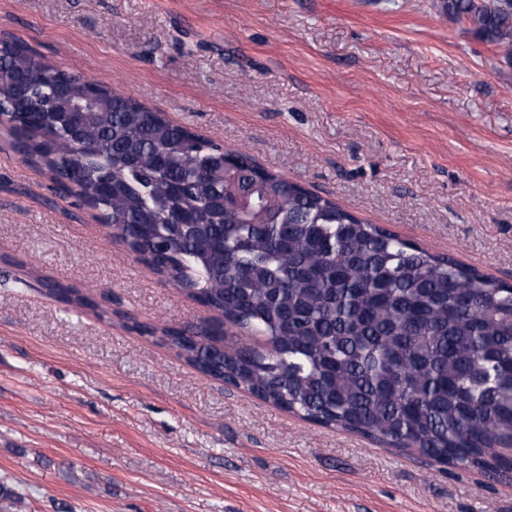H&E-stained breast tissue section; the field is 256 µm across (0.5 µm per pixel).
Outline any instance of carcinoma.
<instances>
[{
	"mask_svg": "<svg viewBox=\"0 0 512 512\" xmlns=\"http://www.w3.org/2000/svg\"><path fill=\"white\" fill-rule=\"evenodd\" d=\"M442 7L512 48L507 0ZM0 108L24 160L236 329L227 348L162 330L200 372L440 463L493 470L512 454L511 285L275 175L241 217L231 201L246 166L220 168L219 144L17 41H0Z\"/></svg>",
	"mask_w": 512,
	"mask_h": 512,
	"instance_id": "cac0c4a2",
	"label": "carcinoma"
}]
</instances>
